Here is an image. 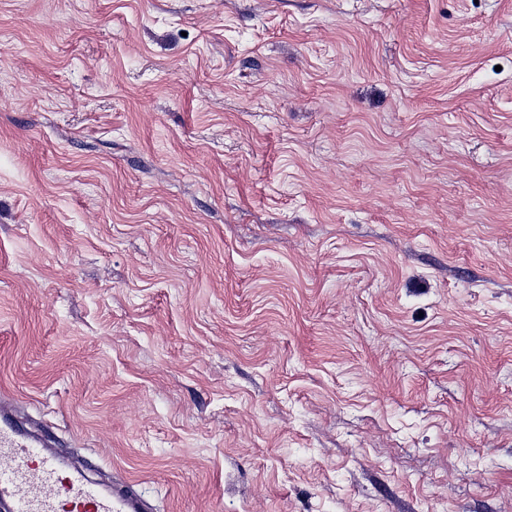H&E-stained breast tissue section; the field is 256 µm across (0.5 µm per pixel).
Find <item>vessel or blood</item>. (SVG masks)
Returning <instances> with one entry per match:
<instances>
[{
  "label": "vessel or blood",
  "instance_id": "1",
  "mask_svg": "<svg viewBox=\"0 0 512 512\" xmlns=\"http://www.w3.org/2000/svg\"><path fill=\"white\" fill-rule=\"evenodd\" d=\"M0 505L8 512H147L132 487L107 490L67 470L23 418L2 414Z\"/></svg>",
  "mask_w": 512,
  "mask_h": 512
}]
</instances>
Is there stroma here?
<instances>
[{
	"label": "stroma",
	"instance_id": "obj_1",
	"mask_svg": "<svg viewBox=\"0 0 512 512\" xmlns=\"http://www.w3.org/2000/svg\"><path fill=\"white\" fill-rule=\"evenodd\" d=\"M0 409L154 512H512V0H0Z\"/></svg>",
	"mask_w": 512,
	"mask_h": 512
}]
</instances>
